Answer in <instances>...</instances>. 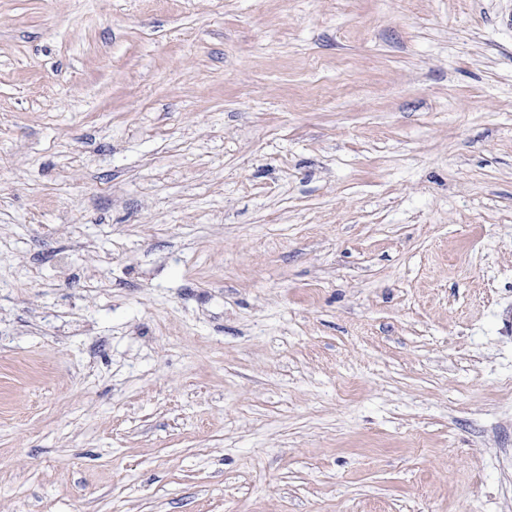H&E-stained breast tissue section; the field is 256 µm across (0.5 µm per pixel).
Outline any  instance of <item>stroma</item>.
<instances>
[{
  "label": "stroma",
  "instance_id": "1",
  "mask_svg": "<svg viewBox=\"0 0 512 512\" xmlns=\"http://www.w3.org/2000/svg\"><path fill=\"white\" fill-rule=\"evenodd\" d=\"M0 512H512V0H0Z\"/></svg>",
  "mask_w": 512,
  "mask_h": 512
}]
</instances>
